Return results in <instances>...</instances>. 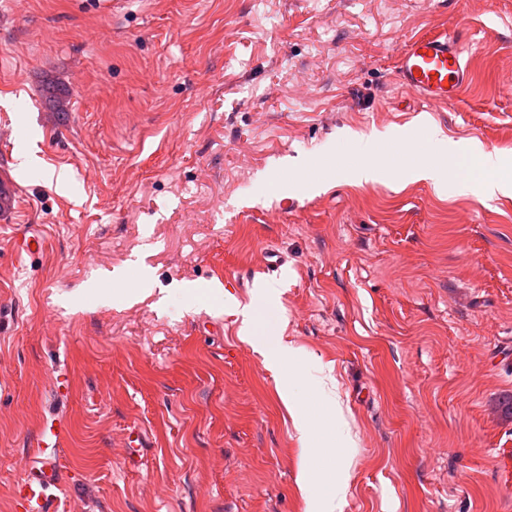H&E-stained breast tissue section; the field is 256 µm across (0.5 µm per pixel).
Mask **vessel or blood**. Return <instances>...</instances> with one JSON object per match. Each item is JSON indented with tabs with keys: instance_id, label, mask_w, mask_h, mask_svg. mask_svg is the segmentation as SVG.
<instances>
[{
	"instance_id": "1",
	"label": "vessel or blood",
	"mask_w": 512,
	"mask_h": 512,
	"mask_svg": "<svg viewBox=\"0 0 512 512\" xmlns=\"http://www.w3.org/2000/svg\"><path fill=\"white\" fill-rule=\"evenodd\" d=\"M467 44L454 34L422 35L402 51L396 66L401 87L428 102H445L458 97L471 76L465 60ZM60 431L46 428L36 452L44 461L36 475L21 485L25 512H55L50 491L62 481L59 457Z\"/></svg>"
}]
</instances>
